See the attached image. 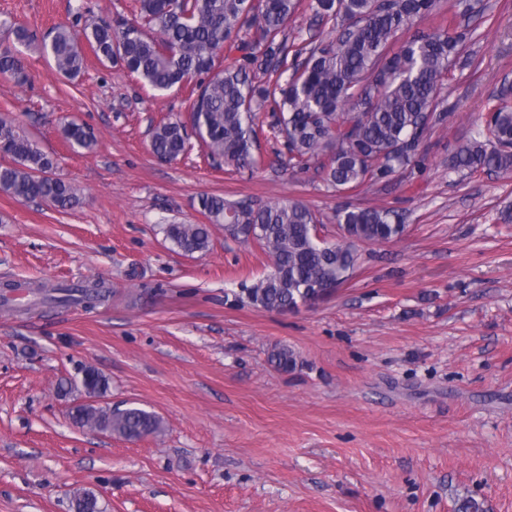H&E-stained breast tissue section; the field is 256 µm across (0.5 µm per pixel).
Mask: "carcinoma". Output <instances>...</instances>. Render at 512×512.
Masks as SVG:
<instances>
[{
    "mask_svg": "<svg viewBox=\"0 0 512 512\" xmlns=\"http://www.w3.org/2000/svg\"><path fill=\"white\" fill-rule=\"evenodd\" d=\"M310 26H339L327 35L295 43L289 20L301 9ZM437 0H138L134 18L109 22L91 16L81 30L54 27L38 39L8 18L0 27L14 47L0 51V74L17 84L28 80L23 50L39 45L50 66L73 82L83 72L81 44L103 62L121 65L157 92L189 89L191 127L209 165L235 168L254 162L259 135L269 128L282 141V164L303 170L318 163L323 180L336 189L386 183L420 162L430 131L448 123L440 107L445 78L456 63L466 32L421 31ZM72 149L96 145L93 131L70 121L62 129ZM0 144L10 162L0 164V190L24 201L39 200L68 210L79 203L71 184L53 174L54 160L17 123L0 116ZM193 149L180 120L163 119L151 134V150L175 160ZM456 168L512 174V106L504 99L488 109L485 133L460 144L452 154ZM210 223L243 243L257 242L278 266L243 289L253 305L281 312L296 305L305 287L347 281L359 243L381 244L399 237L404 225L385 207L346 209L336 220L347 233L330 249L311 234L316 215L296 200L231 201L219 195L200 199ZM165 239L192 255L210 244L205 224H166ZM107 297L95 284L58 285L46 298L60 304L93 305ZM271 362L290 370L292 351L279 348ZM81 387L103 397L108 380L96 369L83 370ZM75 423L88 431L127 440L158 434L162 421L139 407L82 406ZM81 512H101L94 494L74 495Z\"/></svg>",
    "mask_w": 512,
    "mask_h": 512,
    "instance_id": "obj_1",
    "label": "carcinoma"
}]
</instances>
